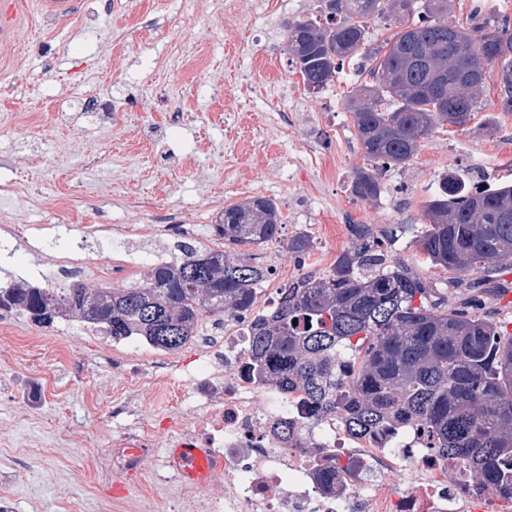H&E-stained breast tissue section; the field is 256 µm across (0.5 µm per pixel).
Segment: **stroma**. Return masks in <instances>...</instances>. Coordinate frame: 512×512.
Segmentation results:
<instances>
[{
	"label": "stroma",
	"instance_id": "stroma-1",
	"mask_svg": "<svg viewBox=\"0 0 512 512\" xmlns=\"http://www.w3.org/2000/svg\"><path fill=\"white\" fill-rule=\"evenodd\" d=\"M315 0H71L47 24L40 0H22L13 29L0 37V225L16 236L0 260V284L39 263L30 227L41 233L85 224L122 222L139 229L177 214L198 227L194 243L216 248L211 226L224 207L253 196L277 203L282 243L257 251L274 255L272 289L301 275L321 276L351 249V224L369 226L392 256L431 282L437 297L460 309L512 323V269H500L495 289L472 302V273L442 270L424 260L416 240L427 201L443 174L469 185L512 184V115L498 111L497 77L488 75L480 108L467 126H443L423 141L403 170L382 175L381 197L353 198L351 178L371 162L355 138L345 107L352 88L367 81L359 60L334 82L308 91L284 52L289 22L313 12ZM109 37H99V30ZM68 86L107 103L82 112ZM291 125H284L281 109ZM324 158L323 167L306 162ZM303 232L306 255L286 241ZM69 338L30 316L0 324L20 339V353L0 358V440L41 443L38 455L16 464L0 455L9 512H43L44 503H79L92 512L108 494L98 462L110 436L137 418L177 414L193 379L207 371L195 342L167 353L169 392H145L115 418L112 391L122 378L104 340ZM67 354H57L59 343Z\"/></svg>",
	"mask_w": 512,
	"mask_h": 512
}]
</instances>
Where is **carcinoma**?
<instances>
[{
	"label": "carcinoma",
	"mask_w": 512,
	"mask_h": 512,
	"mask_svg": "<svg viewBox=\"0 0 512 512\" xmlns=\"http://www.w3.org/2000/svg\"><path fill=\"white\" fill-rule=\"evenodd\" d=\"M316 13L288 24L285 54L312 91L333 82L345 61L364 59L371 81L346 99L356 139L382 167L405 168L440 127L467 125L486 73L497 71L498 111L512 114V17L448 21L450 0H316ZM391 21L380 44L369 24ZM352 194L381 195L376 168L358 170ZM417 240L431 266L458 271L512 267V185L474 189L445 178L427 202ZM281 212L253 196L224 208L212 225L220 249L178 245L181 257L151 267L136 286L115 291L0 288V308L43 325L74 316L114 340L144 339L162 351L184 346L205 314L251 308L263 267L237 250L282 242ZM360 244L331 272L304 275L251 326L249 369L264 384L303 391L319 414L345 409L364 432L391 418L418 420L435 447L466 465L476 482L512 500V333L490 319L433 300L429 282L389 255L363 224ZM207 266L196 269L197 259ZM355 357L336 394V362Z\"/></svg>",
	"instance_id": "cac0c4a2"
}]
</instances>
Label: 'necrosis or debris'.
I'll list each match as a JSON object with an SVG mask.
<instances>
[{
	"label": "necrosis or debris",
	"instance_id": "4bbe7bcc",
	"mask_svg": "<svg viewBox=\"0 0 512 512\" xmlns=\"http://www.w3.org/2000/svg\"><path fill=\"white\" fill-rule=\"evenodd\" d=\"M82 236L63 252L41 239L52 281L72 269L89 277L124 274L121 264L100 267L84 241L126 240V225L88 224ZM276 302L261 293L250 313L206 318L197 345L210 367L192 385L191 402L167 444L204 449L213 483L184 484L174 470H152L154 485L176 486L173 512H503L491 490L473 489L463 463L437 451L422 423L409 420L354 434L342 416L317 415L303 392L249 378L250 326L255 314ZM285 424L290 433L282 432ZM157 438L147 420L113 434L100 459L101 476L111 479L131 449L155 447ZM330 467L338 478L328 492L322 474Z\"/></svg>",
	"mask_w": 512,
	"mask_h": 512
}]
</instances>
